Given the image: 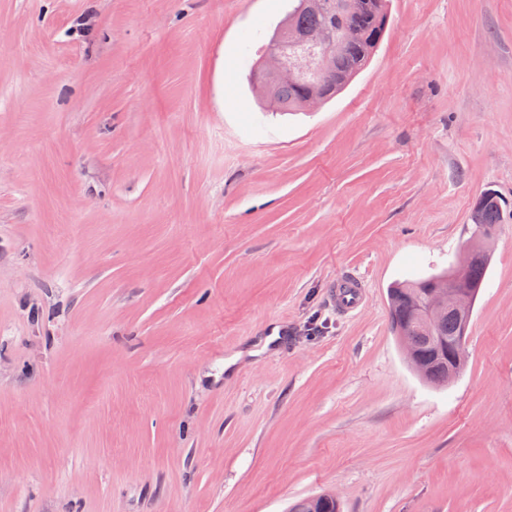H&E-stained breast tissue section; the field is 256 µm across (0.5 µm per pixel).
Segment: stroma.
I'll list each match as a JSON object with an SVG mask.
<instances>
[{
	"label": "stroma",
	"mask_w": 512,
	"mask_h": 512,
	"mask_svg": "<svg viewBox=\"0 0 512 512\" xmlns=\"http://www.w3.org/2000/svg\"><path fill=\"white\" fill-rule=\"evenodd\" d=\"M291 6L0 0V512H512V0H388L348 87L281 114L249 73ZM489 189L430 385L387 291ZM362 280L360 277L345 276L337 283L339 308L353 311L358 307L363 297ZM400 335L401 346L412 369L420 376L426 374L415 350L420 360L428 367L427 374L421 377L426 382L435 385H443L445 379H448V382H450L463 370L466 361L465 353L462 352L460 355L456 354L450 366L441 365L433 361L434 346L432 343L416 337H409L407 340L409 344H407L403 327L400 329Z\"/></svg>",
	"instance_id": "1"
}]
</instances>
